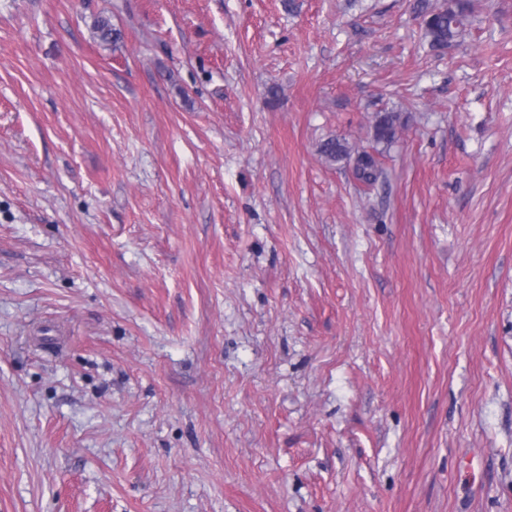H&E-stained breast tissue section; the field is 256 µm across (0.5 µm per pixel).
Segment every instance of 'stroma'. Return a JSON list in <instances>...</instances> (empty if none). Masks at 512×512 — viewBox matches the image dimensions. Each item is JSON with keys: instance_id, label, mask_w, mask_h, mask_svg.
Here are the masks:
<instances>
[{"instance_id": "stroma-1", "label": "stroma", "mask_w": 512, "mask_h": 512, "mask_svg": "<svg viewBox=\"0 0 512 512\" xmlns=\"http://www.w3.org/2000/svg\"><path fill=\"white\" fill-rule=\"evenodd\" d=\"M471 3L433 49L418 0H0V512H512V0ZM385 112L368 191L320 145Z\"/></svg>"}]
</instances>
